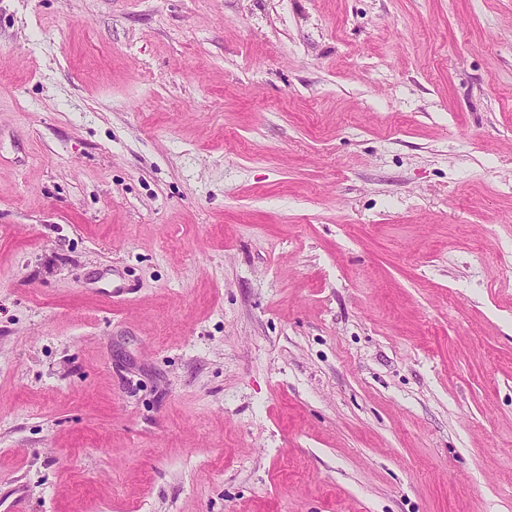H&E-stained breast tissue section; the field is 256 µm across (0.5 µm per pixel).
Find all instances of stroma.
Segmentation results:
<instances>
[{"label":"stroma","mask_w":512,"mask_h":512,"mask_svg":"<svg viewBox=\"0 0 512 512\" xmlns=\"http://www.w3.org/2000/svg\"><path fill=\"white\" fill-rule=\"evenodd\" d=\"M13 480L512 512V0H0Z\"/></svg>","instance_id":"1"}]
</instances>
